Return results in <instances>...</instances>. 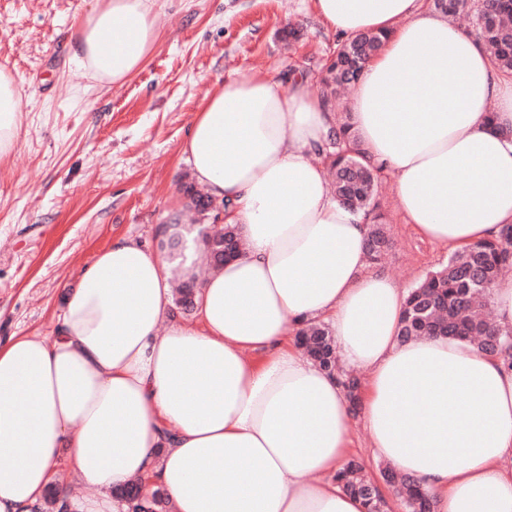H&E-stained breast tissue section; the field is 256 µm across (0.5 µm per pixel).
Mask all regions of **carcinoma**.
<instances>
[{
	"label": "carcinoma",
	"mask_w": 512,
	"mask_h": 512,
	"mask_svg": "<svg viewBox=\"0 0 512 512\" xmlns=\"http://www.w3.org/2000/svg\"><path fill=\"white\" fill-rule=\"evenodd\" d=\"M429 7L454 17H466L472 33L490 54L496 66L512 74V0H429ZM384 37L361 32L336 45L322 83V101L329 105L338 92L361 78L365 64L381 50ZM319 155L332 174V189L338 200L353 210L364 212L369 224L366 250L369 259L378 262L389 248L390 239L383 215L379 213V185L382 169L365 161V151L352 131L350 116L336 117ZM203 240L209 255V269L217 270L224 261L238 255L243 247L237 228L205 224ZM512 266V224L502 227L497 237L474 242L455 251L442 268L429 272L408 290L400 339L404 342L425 336H448L470 341L512 371V330H502L480 315L475 304L483 299ZM194 281L178 289L176 305L189 312L194 308ZM299 345L306 355L328 373L337 371L338 355L329 328L312 323L298 333ZM392 483L394 494L403 498L409 512H435L430 494L410 476L383 471ZM344 489L360 498L368 512H383L387 501L375 481L363 474V467L350 460L337 473ZM120 496L135 510L171 512L170 500L160 487L145 501L142 482L131 480Z\"/></svg>",
	"instance_id": "carcinoma-1"
}]
</instances>
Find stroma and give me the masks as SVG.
Instances as JSON below:
<instances>
[{"mask_svg": "<svg viewBox=\"0 0 512 512\" xmlns=\"http://www.w3.org/2000/svg\"><path fill=\"white\" fill-rule=\"evenodd\" d=\"M93 0H0V68L15 76L25 114L0 161V344L52 335L66 293L113 237L161 249L155 227L192 183L179 147L215 83L260 71L318 80L338 38L312 0H164L163 34L120 86L78 78L69 28ZM303 26L287 41L289 24ZM394 173L380 209L392 247L385 270L411 288L451 252L422 239L398 210Z\"/></svg>", "mask_w": 512, "mask_h": 512, "instance_id": "35a3bbf8", "label": "stroma"}]
</instances>
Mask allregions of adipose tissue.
Masks as SVG:
<instances>
[{"mask_svg":"<svg viewBox=\"0 0 512 512\" xmlns=\"http://www.w3.org/2000/svg\"><path fill=\"white\" fill-rule=\"evenodd\" d=\"M155 0H95L70 27L79 76L124 84L161 36ZM341 37L382 32L349 103L372 160L396 174L406 223L455 248L512 224V76L425 0H315ZM496 114L498 129L488 125ZM21 90L0 70V158ZM335 123L307 79L214 85L180 151L239 225L238 256L198 280L181 322L161 253L118 236L81 270L53 338L0 345V512H127L116 488H162L176 512H366L336 480L352 411L338 376L296 346L327 321L365 372L374 455L418 478L436 512H512V372L475 345L400 341L406 293L365 250L361 213L311 153ZM93 485L70 497L59 466Z\"/></svg>","mask_w":512,"mask_h":512,"instance_id":"obj_1","label":"adipose tissue"}]
</instances>
